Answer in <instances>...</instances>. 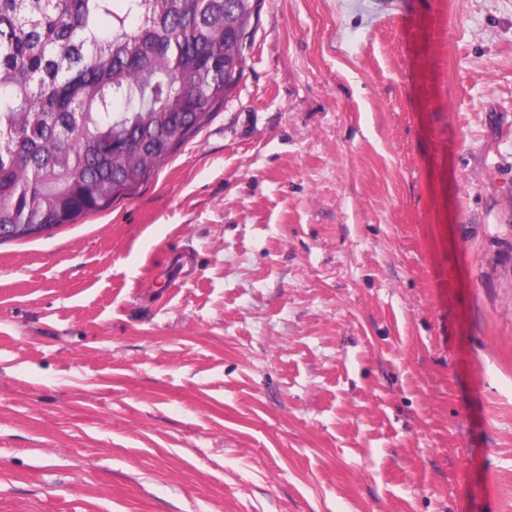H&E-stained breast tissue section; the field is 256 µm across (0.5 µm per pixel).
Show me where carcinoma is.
Segmentation results:
<instances>
[{
  "mask_svg": "<svg viewBox=\"0 0 512 512\" xmlns=\"http://www.w3.org/2000/svg\"><path fill=\"white\" fill-rule=\"evenodd\" d=\"M259 0H0V227L130 195L237 84Z\"/></svg>",
  "mask_w": 512,
  "mask_h": 512,
  "instance_id": "cac0c4a2",
  "label": "carcinoma"
}]
</instances>
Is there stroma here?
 <instances>
[{
  "label": "stroma",
  "mask_w": 512,
  "mask_h": 512,
  "mask_svg": "<svg viewBox=\"0 0 512 512\" xmlns=\"http://www.w3.org/2000/svg\"><path fill=\"white\" fill-rule=\"evenodd\" d=\"M245 58L0 243V512H512V0H261Z\"/></svg>",
  "instance_id": "1"
}]
</instances>
